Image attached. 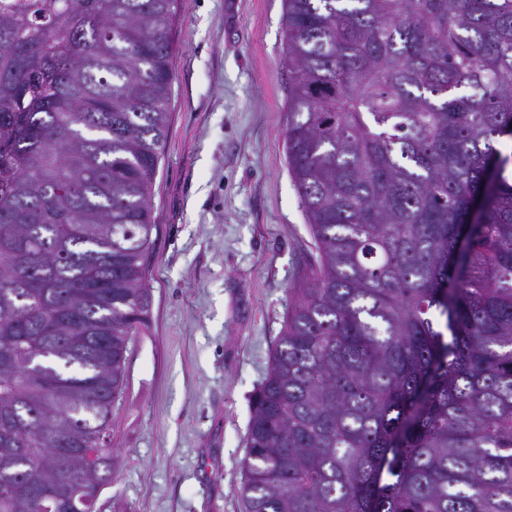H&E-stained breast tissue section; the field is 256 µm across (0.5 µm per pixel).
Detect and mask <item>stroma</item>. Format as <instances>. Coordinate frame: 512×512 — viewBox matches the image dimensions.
<instances>
[{
	"mask_svg": "<svg viewBox=\"0 0 512 512\" xmlns=\"http://www.w3.org/2000/svg\"><path fill=\"white\" fill-rule=\"evenodd\" d=\"M283 0H178L149 305L96 512H243L251 398L313 253L285 152Z\"/></svg>",
	"mask_w": 512,
	"mask_h": 512,
	"instance_id": "stroma-1",
	"label": "stroma"
}]
</instances>
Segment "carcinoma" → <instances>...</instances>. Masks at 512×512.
I'll return each mask as SVG.
<instances>
[{
  "instance_id": "cac0c4a2",
  "label": "carcinoma",
  "mask_w": 512,
  "mask_h": 512,
  "mask_svg": "<svg viewBox=\"0 0 512 512\" xmlns=\"http://www.w3.org/2000/svg\"><path fill=\"white\" fill-rule=\"evenodd\" d=\"M177 0H0V512H92L146 307ZM314 255L244 512H512V0H283Z\"/></svg>"
}]
</instances>
